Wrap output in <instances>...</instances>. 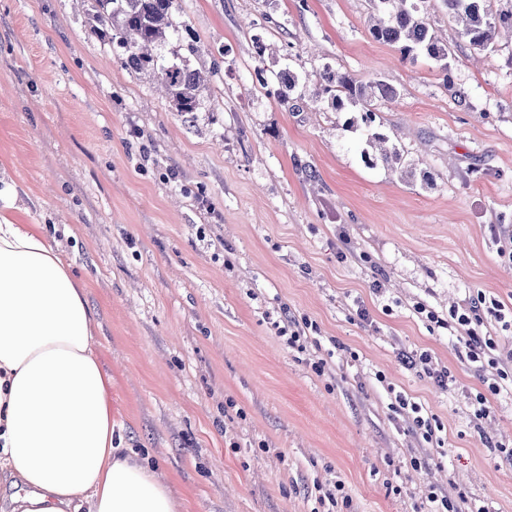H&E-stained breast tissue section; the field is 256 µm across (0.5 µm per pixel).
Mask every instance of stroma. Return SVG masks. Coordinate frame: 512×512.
<instances>
[{
  "label": "stroma",
  "instance_id": "obj_1",
  "mask_svg": "<svg viewBox=\"0 0 512 512\" xmlns=\"http://www.w3.org/2000/svg\"><path fill=\"white\" fill-rule=\"evenodd\" d=\"M180 4L216 89L192 116L116 64L87 0H0L7 215L44 225L86 283L127 447L184 512H430L432 493L512 512V394L473 419L497 372L444 325L480 294L512 310V40L476 54L427 0L443 66L374 40L369 0ZM326 63L394 89L377 131L412 176L367 164L349 113L291 111L255 77ZM290 318L317 326L301 346Z\"/></svg>",
  "mask_w": 512,
  "mask_h": 512
}]
</instances>
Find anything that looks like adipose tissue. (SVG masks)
I'll return each mask as SVG.
<instances>
[{
    "instance_id": "adipose-tissue-1",
    "label": "adipose tissue",
    "mask_w": 512,
    "mask_h": 512,
    "mask_svg": "<svg viewBox=\"0 0 512 512\" xmlns=\"http://www.w3.org/2000/svg\"><path fill=\"white\" fill-rule=\"evenodd\" d=\"M95 328L42 225L0 216V512H180L116 434Z\"/></svg>"
}]
</instances>
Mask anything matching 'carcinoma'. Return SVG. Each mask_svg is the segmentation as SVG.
<instances>
[{
  "label": "carcinoma",
  "mask_w": 512,
  "mask_h": 512,
  "mask_svg": "<svg viewBox=\"0 0 512 512\" xmlns=\"http://www.w3.org/2000/svg\"><path fill=\"white\" fill-rule=\"evenodd\" d=\"M95 24L92 36L104 39L116 62L125 70L146 72L165 91L175 111L190 114L200 109L214 90L192 68L190 58L198 52L199 35L183 18L179 0H90ZM369 32L373 39L400 45L402 59L413 60L424 53L436 61L448 60L450 48L431 28L425 0H371ZM448 19L459 26V35L474 49L490 52L502 29L512 31V0L494 11L491 0H442ZM316 84L325 95L327 108L347 112L360 107L366 126L376 122L371 102L394 94L387 84L376 80L358 82L350 74L325 65L315 74ZM299 75L284 70L276 75L273 95L278 103L296 110L303 108L302 96L295 95ZM383 163L402 168L407 175L401 151L393 147L380 152Z\"/></svg>",
  "instance_id": "1"
}]
</instances>
